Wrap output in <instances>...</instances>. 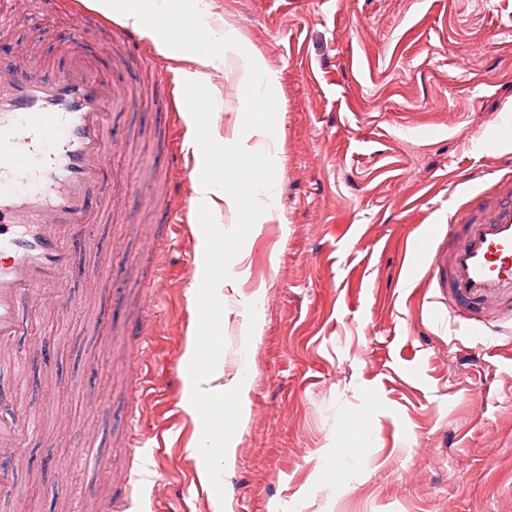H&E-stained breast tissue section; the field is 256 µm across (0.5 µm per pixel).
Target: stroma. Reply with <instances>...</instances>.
Listing matches in <instances>:
<instances>
[{"label":"stroma","mask_w":512,"mask_h":512,"mask_svg":"<svg viewBox=\"0 0 512 512\" xmlns=\"http://www.w3.org/2000/svg\"><path fill=\"white\" fill-rule=\"evenodd\" d=\"M273 70L281 173L278 209L228 260L224 380L251 377L232 423L233 461L215 501L188 446L197 431L173 388L168 361L186 346L198 310L184 246L159 235L170 205L195 214L190 191L166 194L170 116L157 101L149 58H129L107 30L71 43L67 10L46 0H0V23L29 69L63 65L69 49L139 102L116 117L122 198L93 227L94 250L64 286L70 311L27 313L18 347L21 404L39 424L25 439L22 507L82 512H512V325L488 336L456 322L448 294L406 278L427 224L447 221L461 187L480 194L507 174L512 146L487 150L498 115L512 114V0H207ZM222 107L215 132L231 135L234 73L211 72ZM121 254L113 301L87 287ZM261 292L259 309L242 299ZM154 332L126 378L109 376L133 335L143 300ZM358 415V463L334 484L332 449ZM145 439L147 479L125 486Z\"/></svg>","instance_id":"1"}]
</instances>
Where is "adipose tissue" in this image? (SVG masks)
Listing matches in <instances>:
<instances>
[{"mask_svg":"<svg viewBox=\"0 0 512 512\" xmlns=\"http://www.w3.org/2000/svg\"><path fill=\"white\" fill-rule=\"evenodd\" d=\"M153 2L166 23L179 29L181 35L176 39L162 38L151 27L146 33L156 38L165 55L191 62V69L183 73L189 83L207 80L210 71L222 69L230 62L239 72L237 116L231 136L213 137L219 114L212 101L195 107L190 124L189 145L196 157L199 250L216 271L210 292L213 304L217 305L224 299L223 271L228 256L239 251L276 207L279 91L272 73L239 33L230 26L212 24L205 0H195L192 10L186 13L174 11L172 0ZM225 207L235 216L228 226L214 221ZM221 344L220 336L214 332L194 334L184 353L191 369L186 409L189 415H196L198 404L203 403L211 417L206 431L198 434L194 450L210 461L209 469L201 477L217 497L222 494V475L233 454L225 437V425L229 415L236 413L251 376L249 366L245 365L232 386L224 385V367L215 359Z\"/></svg>","mask_w":512,"mask_h":512,"instance_id":"1","label":"adipose tissue"}]
</instances>
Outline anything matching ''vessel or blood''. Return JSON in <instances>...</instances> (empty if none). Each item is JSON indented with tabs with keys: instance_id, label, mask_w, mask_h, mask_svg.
I'll use <instances>...</instances> for the list:
<instances>
[{
	"instance_id": "vessel-or-blood-1",
	"label": "vessel or blood",
	"mask_w": 512,
	"mask_h": 512,
	"mask_svg": "<svg viewBox=\"0 0 512 512\" xmlns=\"http://www.w3.org/2000/svg\"><path fill=\"white\" fill-rule=\"evenodd\" d=\"M135 105L79 52L59 72H31L14 50H0V496L22 500L16 483L21 441L32 421L9 413L26 335L25 307L60 305L52 287L72 277L78 248L112 182L121 146L111 116ZM418 264L448 301L489 330L512 320V177L461 204L446 229L421 240Z\"/></svg>"
}]
</instances>
